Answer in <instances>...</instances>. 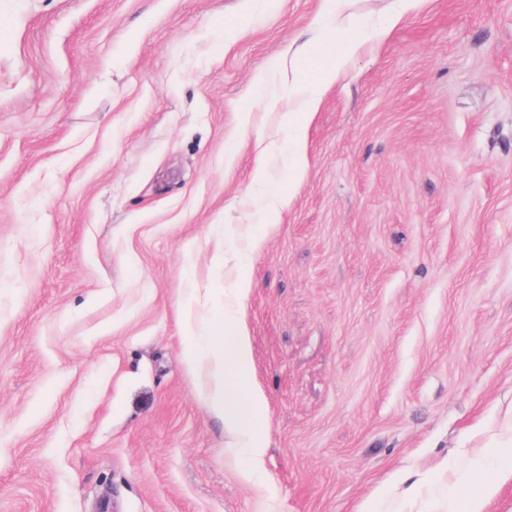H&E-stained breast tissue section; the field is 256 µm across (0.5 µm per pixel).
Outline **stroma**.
I'll return each mask as SVG.
<instances>
[{
  "label": "stroma",
  "instance_id": "obj_1",
  "mask_svg": "<svg viewBox=\"0 0 512 512\" xmlns=\"http://www.w3.org/2000/svg\"><path fill=\"white\" fill-rule=\"evenodd\" d=\"M395 4L325 38L324 0H0V512H512L470 465L512 438V0H416L298 114L301 171L261 103ZM241 274L250 480L181 317Z\"/></svg>",
  "mask_w": 512,
  "mask_h": 512
}]
</instances>
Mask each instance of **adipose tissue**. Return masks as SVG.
<instances>
[{
    "label": "adipose tissue",
    "mask_w": 512,
    "mask_h": 512,
    "mask_svg": "<svg viewBox=\"0 0 512 512\" xmlns=\"http://www.w3.org/2000/svg\"><path fill=\"white\" fill-rule=\"evenodd\" d=\"M344 64V58H332L319 81L311 82L295 75L279 94L265 98L269 109L278 108L284 102L289 105L282 115V123L288 131L291 166L299 165L306 136L305 125L295 120L296 113L314 115L324 89L336 82ZM194 305V293H187L182 301V330L187 339L185 360L194 368L204 370V388L211 409L223 416L225 426L240 437L251 465H258L265 450L257 433L265 416V401L252 385V349L241 318L230 305L225 307L220 319L201 326L195 320Z\"/></svg>",
    "instance_id": "ef3b65f1"
}]
</instances>
